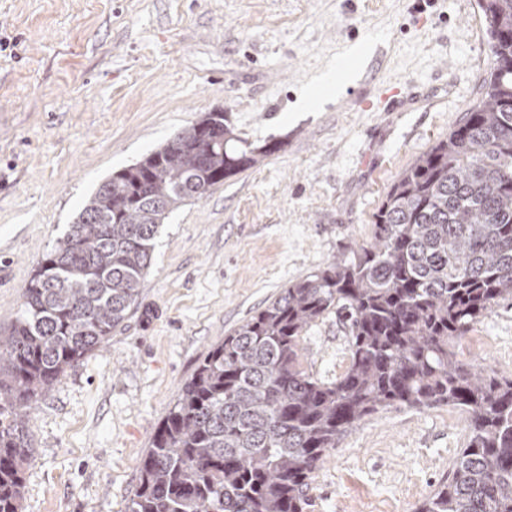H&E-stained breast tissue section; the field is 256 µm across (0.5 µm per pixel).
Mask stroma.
<instances>
[{"label":"stroma","mask_w":512,"mask_h":512,"mask_svg":"<svg viewBox=\"0 0 512 512\" xmlns=\"http://www.w3.org/2000/svg\"><path fill=\"white\" fill-rule=\"evenodd\" d=\"M358 44L349 78L338 64ZM490 66L478 0H0V330L112 172L208 112L279 145L170 214L137 305L31 410L23 512H126L208 351L370 241L392 184L481 98ZM326 73L331 90L300 107ZM470 336L464 363L512 374L511 298ZM349 341L326 312L302 334L303 369L334 382ZM468 422L449 407L366 417L313 473L305 512H416Z\"/></svg>","instance_id":"obj_1"}]
</instances>
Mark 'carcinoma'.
<instances>
[{"instance_id": "obj_1", "label": "carcinoma", "mask_w": 512, "mask_h": 512, "mask_svg": "<svg viewBox=\"0 0 512 512\" xmlns=\"http://www.w3.org/2000/svg\"><path fill=\"white\" fill-rule=\"evenodd\" d=\"M494 66L480 102L398 177L371 240L288 285L213 346L156 427L127 512H304L336 442L391 406L472 414L448 480L417 512H512V376L484 377L454 339L512 298V0H480ZM208 112L112 173L47 250L0 334V512H21L30 410L137 304L169 214L278 150H239ZM348 321L349 364L301 368L304 330Z\"/></svg>"}]
</instances>
